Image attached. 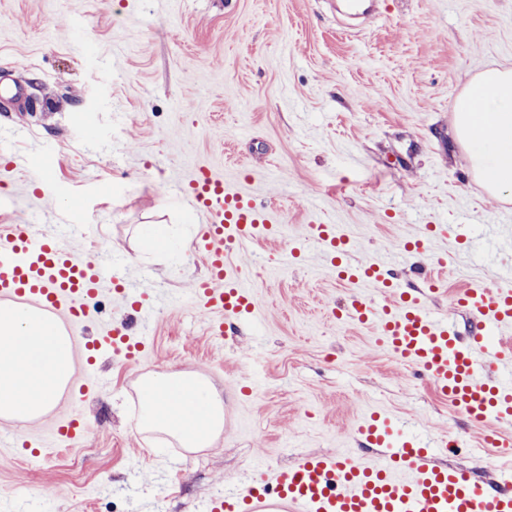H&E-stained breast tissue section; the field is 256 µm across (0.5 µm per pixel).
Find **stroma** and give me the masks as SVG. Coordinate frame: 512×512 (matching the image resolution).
<instances>
[{
  "instance_id": "35a3bbf8",
  "label": "stroma",
  "mask_w": 512,
  "mask_h": 512,
  "mask_svg": "<svg viewBox=\"0 0 512 512\" xmlns=\"http://www.w3.org/2000/svg\"><path fill=\"white\" fill-rule=\"evenodd\" d=\"M332 2L0 0V81L27 94L0 99V163L15 164L0 178L11 201L0 225L48 227L98 250L116 281L154 299L140 318L102 292L83 335L103 323L143 328L150 356L99 360L98 390L75 405L85 436L47 450L43 466L0 449V501L13 512H203L261 469L359 450L352 425L375 407L460 436L448 463L490 480L499 458L473 451L479 430L367 328L329 316L351 287L300 237L312 201L348 230L349 264L393 253L430 224L475 225L477 239L450 243L446 290L430 300L469 330L451 300L512 269V199L469 177L452 108L480 72L512 62V0H382L362 24ZM202 160L254 177L257 201L282 218L278 239L231 256L261 320L220 337L190 299L207 269L181 176ZM45 183L54 196L32 205ZM73 197L81 226H48ZM147 224L167 225L174 247L143 251ZM169 370L204 376L222 397L224 430L210 447L136 429L141 377Z\"/></svg>"
}]
</instances>
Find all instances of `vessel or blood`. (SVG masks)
<instances>
[{"instance_id":"obj_1","label":"vessel or blood","mask_w":512,"mask_h":512,"mask_svg":"<svg viewBox=\"0 0 512 512\" xmlns=\"http://www.w3.org/2000/svg\"><path fill=\"white\" fill-rule=\"evenodd\" d=\"M185 195L203 218L194 249L207 268L206 277L195 280L191 298L197 310L207 313L210 335L220 337L226 320L257 316V296L234 275L230 252L277 235L280 226L268 206L204 165L191 173ZM307 236L332 255L348 245L332 224L309 225ZM446 265L445 256L435 255L423 274L424 289L403 291L395 290L394 274L384 263L365 259L343 268L339 279L356 287L344 312L372 326L376 344L420 370L479 428L482 445L506 457L493 486L474 481L466 470L432 464L435 451L450 452L447 436L406 439L400 420L376 412L355 427L358 438L378 447L376 456L304 455L291 467L225 488L206 503L205 512H512V436L502 430L512 423V375L502 372L512 366V276L460 290L455 303L471 321L464 335L448 315L428 306L427 296L438 293ZM108 276L97 254L75 252L51 232L0 225V306L26 305L77 337L86 370L63 387L70 400L90 389L91 368L103 351L125 362L139 361L147 352L144 336L125 325L81 335ZM373 288L389 289V298L370 296ZM85 431L84 419L73 413L59 419L46 437L22 442L1 431L0 447L40 452L54 441L78 440Z\"/></svg>"}]
</instances>
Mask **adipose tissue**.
<instances>
[{"mask_svg": "<svg viewBox=\"0 0 512 512\" xmlns=\"http://www.w3.org/2000/svg\"><path fill=\"white\" fill-rule=\"evenodd\" d=\"M454 134L489 193L512 192V66L483 71L454 107ZM71 373V343L51 318L23 306L0 309V416L42 415ZM137 429L159 428L185 448H204L224 428V403L206 378L147 377Z\"/></svg>", "mask_w": 512, "mask_h": 512, "instance_id": "1", "label": "adipose tissue"}]
</instances>
